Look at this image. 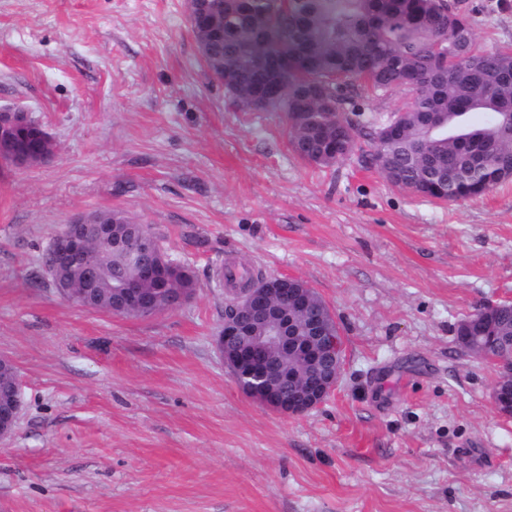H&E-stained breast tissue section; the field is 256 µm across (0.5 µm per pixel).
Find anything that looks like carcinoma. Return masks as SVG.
Returning a JSON list of instances; mask_svg holds the SVG:
<instances>
[{"mask_svg":"<svg viewBox=\"0 0 512 512\" xmlns=\"http://www.w3.org/2000/svg\"><path fill=\"white\" fill-rule=\"evenodd\" d=\"M208 23L193 25L201 61L224 85L229 108L288 121V146L304 162L331 168L361 149L363 126L345 113L347 90L374 96L407 88L413 97L369 133L371 160L391 184L440 202H463L512 180V47H478L468 15L448 0H193ZM475 112L491 115L474 124ZM337 140L336 155L325 142ZM112 247L90 250L101 293L87 309L108 313L111 288L138 284L135 266L119 264L139 223L109 210ZM188 298L199 283L184 270L175 281ZM492 333L512 338V307L491 312Z\"/></svg>","mask_w":512,"mask_h":512,"instance_id":"obj_1","label":"carcinoma"}]
</instances>
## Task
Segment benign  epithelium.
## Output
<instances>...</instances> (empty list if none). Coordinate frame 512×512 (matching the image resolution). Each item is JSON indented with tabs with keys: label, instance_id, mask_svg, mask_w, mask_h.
I'll list each match as a JSON object with an SVG mask.
<instances>
[{
	"label": "benign epithelium",
	"instance_id": "benign-epithelium-1",
	"mask_svg": "<svg viewBox=\"0 0 512 512\" xmlns=\"http://www.w3.org/2000/svg\"><path fill=\"white\" fill-rule=\"evenodd\" d=\"M47 142L41 125L0 134V157L15 166L27 168L35 159L44 157ZM104 220L95 212L76 217L54 236L49 246L51 263L47 276L64 297L71 301H89L97 284V269L89 249L91 240L101 235ZM138 266L143 281L162 283L159 262L142 260L126 253ZM80 268L87 287L71 292L64 272ZM296 278L270 276L239 292L231 311L224 315V326L215 336V347L237 379L246 382L247 395L257 403L288 416H302L320 407L336 389L343 367V341L329 326L310 322L308 336L295 333L294 320L278 312V307H291L301 313L308 301L295 288ZM156 296L138 288L120 287L112 309L128 310L130 315L152 309ZM296 356L304 365L301 372L291 369L283 360ZM491 401L503 416H512V381L505 386L496 380ZM24 405L18 380L0 389V442L10 439L19 424Z\"/></svg>",
	"mask_w": 512,
	"mask_h": 512
}]
</instances>
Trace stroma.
<instances>
[{"label":"stroma","mask_w":512,"mask_h":512,"mask_svg":"<svg viewBox=\"0 0 512 512\" xmlns=\"http://www.w3.org/2000/svg\"><path fill=\"white\" fill-rule=\"evenodd\" d=\"M486 49L512 0H451ZM51 162L0 160V354L23 413L0 512H512V419L458 322L512 299V182L463 203L350 157L317 169L277 112H235L199 62L187 0H0V108ZM160 232L196 296L149 318L61 297L40 267L76 216ZM231 260L293 276L345 343L336 391L288 416L237 385L214 339Z\"/></svg>","instance_id":"obj_1"}]
</instances>
